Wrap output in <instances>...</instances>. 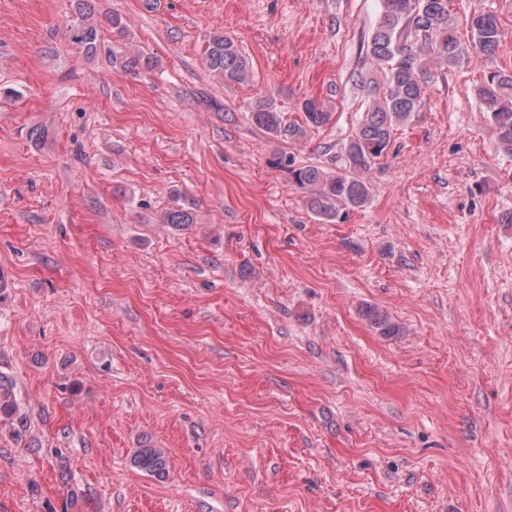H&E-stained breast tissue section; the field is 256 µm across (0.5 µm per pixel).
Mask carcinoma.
<instances>
[{"label": "carcinoma", "mask_w": 512, "mask_h": 512, "mask_svg": "<svg viewBox=\"0 0 512 512\" xmlns=\"http://www.w3.org/2000/svg\"><path fill=\"white\" fill-rule=\"evenodd\" d=\"M75 19L69 25L71 41L86 55L95 56L101 47L100 28L112 26L117 36L125 33L121 18L98 19L90 0H71ZM381 16L367 42L366 57L373 72L357 74L355 85L370 98L352 133L336 155V168L305 165L290 170L293 181L311 189L307 206L317 216L331 221L347 209L367 205L370 188L367 175L387 155L399 128L411 124L426 104L427 89L440 75L462 67L470 53L493 57L504 39L500 19L490 9L475 12L465 19L467 40L460 38V18L450 10V0H381ZM150 59L131 48L112 51V70L135 71ZM206 64L226 82L245 84L251 69L235 42L215 34L208 41ZM494 129L499 147L512 154V71L495 69L473 88ZM252 124L279 140L299 141L312 128L328 125L333 112L317 98H306L298 105L302 121L285 118L271 96L252 101ZM371 324L384 333L395 325L388 314L378 309L367 313ZM28 430L14 396L13 381L0 375V434L22 439ZM134 467L157 478L168 473V457L161 448L147 443L131 459Z\"/></svg>", "instance_id": "carcinoma-1"}]
</instances>
